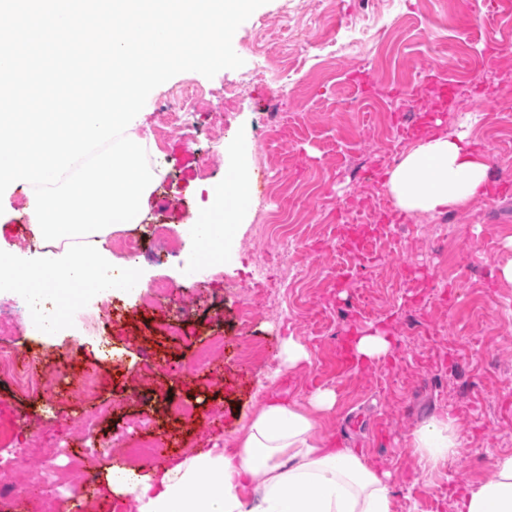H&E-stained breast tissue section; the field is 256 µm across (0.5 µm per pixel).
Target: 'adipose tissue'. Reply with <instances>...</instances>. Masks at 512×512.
Wrapping results in <instances>:
<instances>
[{
	"instance_id": "obj_1",
	"label": "adipose tissue",
	"mask_w": 512,
	"mask_h": 512,
	"mask_svg": "<svg viewBox=\"0 0 512 512\" xmlns=\"http://www.w3.org/2000/svg\"><path fill=\"white\" fill-rule=\"evenodd\" d=\"M468 127L434 126L385 173L384 186L408 214L467 209L491 185L486 155L476 149ZM249 166L239 160L227 184L210 188L209 208L184 235L195 252L182 272L222 263V244L232 234L249 194ZM329 389L306 401L267 400L248 415L234 447L199 448L142 474L109 465L113 493L131 500L135 512H394L392 474L369 464L354 449L331 448L319 436L322 417L332 413ZM465 438L452 417L434 418L410 436L414 455L432 471ZM490 480L464 489L457 512H512V453L494 458Z\"/></svg>"
}]
</instances>
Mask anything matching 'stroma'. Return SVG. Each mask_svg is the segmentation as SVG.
Instances as JSON below:
<instances>
[{"label": "stroma", "instance_id": "1", "mask_svg": "<svg viewBox=\"0 0 512 512\" xmlns=\"http://www.w3.org/2000/svg\"><path fill=\"white\" fill-rule=\"evenodd\" d=\"M377 13L397 19V29L372 32L377 48L371 53L344 48L351 30ZM297 24L304 35L288 108L298 119L272 141L263 135L261 122L275 105L269 82L250 77L252 37L263 29L281 51L288 46V30ZM329 35L336 44L321 67L317 61ZM509 42L512 0H333L325 15L315 11L314 0H267L236 31L233 48L242 67L211 78L194 71L173 76L149 94L128 128L152 149L153 178L142 215L146 225L181 231L206 209L208 186L228 180L236 166L231 148L249 159V208L223 248V263L211 266L200 284L186 285L180 278L195 251L193 242L161 255L148 242L136 260L145 283L164 278L173 284L170 307L190 312L185 336L169 343L151 335L152 312L143 296L131 294L122 323L112 324L104 311L89 305L75 315L76 335L43 337L26 324L11 336V344L36 359L53 380L69 366L95 364L101 379L97 403L124 404L101 422L105 434L140 412V405L128 399L130 385L148 386L156 402L171 397L192 402L197 421L172 426L175 457L220 441L232 444L245 416L264 400L334 390L336 408L322 420L320 434L329 445L358 449L370 463L392 471L395 512H455L461 490L491 477L492 455L512 453V318H498L493 311L497 301L512 296V284L496 275L498 265L512 258L503 246L512 237V193L490 195L445 216L408 215L394 207L373 166L389 150L388 139H367L361 130L369 125L388 129L380 91L393 87L404 95L409 112L425 114L430 123L439 119L449 126L466 113H477L474 139L487 154L491 176L512 173V94L496 93L499 108L483 110L478 93L444 98L428 76L440 47L449 74L480 73L491 85L512 79V53L490 52L491 45ZM280 51L265 57L267 72L280 69ZM191 83L205 87L214 109L227 110L223 127L196 115L190 135L158 138L170 93ZM233 83L240 95L228 107L224 88ZM267 176L281 181L280 196H264ZM325 199L358 211L364 232H371L370 222L380 213L394 223L379 260L351 252L347 278L340 277L336 257L347 228L322 210ZM27 201L20 190L0 196V250H26L32 236ZM277 210L287 214L289 234H261L259 224ZM287 237L296 241L290 261L313 275L291 310L271 304L272 290L281 285L278 266L268 265L262 280L250 281L255 263ZM444 268L457 280L452 303L437 301L419 309L424 293L435 286L432 273ZM243 286L248 294H240ZM363 288L375 296L377 313L370 318L360 317L354 306ZM243 296L256 311L246 327L237 316ZM372 328L390 336V354L375 363L341 366L354 332ZM214 335L224 338L220 379L199 374L180 382L175 374L147 371L152 357L188 361ZM291 337L307 347L310 361L275 381L265 382L263 361L235 360L245 340H263L275 358ZM117 359L123 363L118 371L112 368ZM94 405L71 394L23 397L0 380V426L12 430L0 439V474L11 475L18 485L34 481L41 466L34 454L38 445L66 441L73 452H81L85 439L79 418ZM444 413L456 417L468 445L428 474L409 448V436Z\"/></svg>", "mask_w": 512, "mask_h": 512}]
</instances>
